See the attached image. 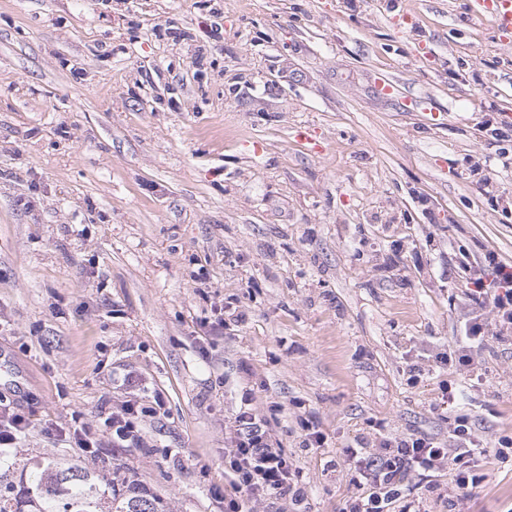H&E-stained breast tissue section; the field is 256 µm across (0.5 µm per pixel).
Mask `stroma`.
I'll list each match as a JSON object with an SVG mask.
<instances>
[{
	"label": "stroma",
	"mask_w": 512,
	"mask_h": 512,
	"mask_svg": "<svg viewBox=\"0 0 512 512\" xmlns=\"http://www.w3.org/2000/svg\"><path fill=\"white\" fill-rule=\"evenodd\" d=\"M490 116L512 125V46L464 0H0V363L23 385L0 396L30 417L19 456L83 460L44 423L78 413L99 437L104 413L156 404L141 446L103 460L171 512H224L248 404L304 489L257 512H341L346 449L447 440L442 383L484 446L512 436V327L490 305L512 266V142ZM478 314L493 335L474 367L443 364ZM482 465L464 499L445 470L404 493L417 512H512V457Z\"/></svg>",
	"instance_id": "1"
}]
</instances>
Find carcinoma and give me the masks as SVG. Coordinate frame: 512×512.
I'll return each instance as SVG.
<instances>
[{
    "label": "carcinoma",
    "mask_w": 512,
    "mask_h": 512,
    "mask_svg": "<svg viewBox=\"0 0 512 512\" xmlns=\"http://www.w3.org/2000/svg\"><path fill=\"white\" fill-rule=\"evenodd\" d=\"M0 512H170L168 504L143 485L120 483L86 468L51 458L23 465L20 478L0 464Z\"/></svg>",
    "instance_id": "carcinoma-1"
}]
</instances>
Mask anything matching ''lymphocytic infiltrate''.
<instances>
[{"label": "lymphocytic infiltrate", "instance_id": "f902f5d3", "mask_svg": "<svg viewBox=\"0 0 512 512\" xmlns=\"http://www.w3.org/2000/svg\"><path fill=\"white\" fill-rule=\"evenodd\" d=\"M485 454L475 440L467 416L456 415L441 443L420 436L388 440L377 455L351 451L350 458L359 475L358 492L344 512H411L403 504L402 486L409 471L438 472L449 470L455 488L469 494L487 478L480 464ZM224 463L233 476L234 496L224 501V512H244L243 500L258 501L270 497H301L287 455L272 447L266 432L250 408H241L234 420Z\"/></svg>", "mask_w": 512, "mask_h": 512}]
</instances>
